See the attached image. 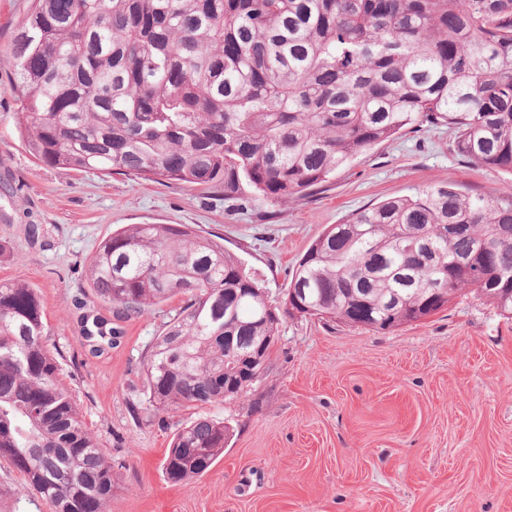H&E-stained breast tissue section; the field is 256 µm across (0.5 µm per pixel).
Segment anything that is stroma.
I'll use <instances>...</instances> for the list:
<instances>
[{"label":"stroma","mask_w":512,"mask_h":512,"mask_svg":"<svg viewBox=\"0 0 512 512\" xmlns=\"http://www.w3.org/2000/svg\"><path fill=\"white\" fill-rule=\"evenodd\" d=\"M32 0H0V283L36 288L62 383L112 461L107 512H512V318L473 295L391 331L282 316L266 369L219 406L153 411L141 361L183 296L121 322L109 356L84 349L77 302L101 241L131 224H187L256 272L282 306L296 261L351 214L441 182L493 198L512 177L475 166L445 127L383 142L301 198H241L201 186L41 165L19 133L12 41ZM39 225L38 239L27 235ZM230 427L203 476L167 480L180 425ZM0 512H53L0 460Z\"/></svg>","instance_id":"1"}]
</instances>
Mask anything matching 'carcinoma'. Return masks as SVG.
Returning <instances> with one entry per match:
<instances>
[{
  "instance_id": "1",
  "label": "carcinoma",
  "mask_w": 512,
  "mask_h": 512,
  "mask_svg": "<svg viewBox=\"0 0 512 512\" xmlns=\"http://www.w3.org/2000/svg\"><path fill=\"white\" fill-rule=\"evenodd\" d=\"M19 124L39 163L302 197L401 132L456 131L455 151L512 175V0H33L12 44ZM117 319L176 295L143 362L150 406L220 405L259 378L280 313L255 274L188 225L132 224L88 267ZM464 290L512 316V189L454 183L372 204L312 242L288 294L303 315L390 331ZM94 357L119 328L78 317ZM229 427L177 429L164 474H205ZM0 459L54 512H106L112 462L48 344L37 290L0 284Z\"/></svg>"
}]
</instances>
